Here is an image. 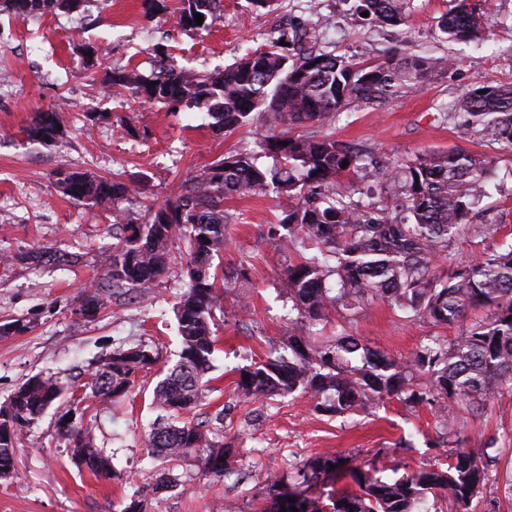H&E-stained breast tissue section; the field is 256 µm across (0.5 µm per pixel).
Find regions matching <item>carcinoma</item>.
<instances>
[{"mask_svg":"<svg viewBox=\"0 0 512 512\" xmlns=\"http://www.w3.org/2000/svg\"><path fill=\"white\" fill-rule=\"evenodd\" d=\"M75 0H0V11L17 18L53 13ZM442 17L441 31L452 42L480 37L486 14L476 0H454ZM407 0H359L356 11L367 20L398 25L405 20ZM221 0H182L178 25L198 28L195 15L209 28L219 16ZM315 35L301 27L277 30L268 48L257 49L233 65L211 73L176 68L160 60L151 77L135 70L112 73L110 86L133 98L153 103L186 101L204 107L218 132L265 121L261 147L280 166L266 170L247 153L228 152L185 180L175 201L150 211L142 224L112 225V254L107 276L112 283L139 292L150 290L176 261L185 276L176 306L181 351L153 391L152 404L162 411L189 413L211 391V356L215 336L213 313L224 288V268L213 263L226 248L224 199L265 194L274 187L288 198L279 227L269 230L274 243L286 247L314 245L319 255L290 263L282 287L297 316L292 325L327 322L338 307L354 316L360 305L386 302L413 322L433 326L457 324L459 335L449 342L430 336L406 361L386 355L349 333L310 343L288 337V354L239 370L238 392L246 399L301 391L317 399L315 410L344 415L367 410L386 398L407 404L427 403L442 424L456 411L476 414L503 389H512V244L485 250L468 264L453 267L450 247L473 232L493 231L470 224L494 159L448 151L417 155L402 168L381 167L377 176L387 198L354 199L361 193L349 183L327 195L326 184L346 172H357L356 157L329 134L316 131L297 137L292 128L318 124L351 107L381 106L399 100L448 66L445 57L401 52L384 62L337 56L316 47ZM287 45H280V41ZM467 116L473 134L512 144V84H477L453 105ZM60 135L58 115L39 113L28 136L51 144ZM73 200L107 208L131 192L116 179L89 172H69L60 179ZM285 233H280V230ZM184 237L186 253L175 256L172 240ZM448 262V267L438 268ZM488 310L486 318L467 321L469 311ZM156 357L141 347L118 349L89 374L93 394L105 405L126 395L138 373ZM250 380H245V377ZM63 393L58 381L33 376L19 385L0 416L13 414L20 427L38 419ZM62 434L78 448L81 463L96 476L111 471L110 457L92 446L87 435L60 419ZM16 431L0 419V473L15 471ZM144 443L157 456L178 459L201 453L208 473L231 471V444L224 435L189 420L155 426ZM455 449L445 468L420 466L393 480L370 473L358 478L359 490L325 505L309 495L318 482L342 468L332 455L311 457L288 475L267 486V512H417L431 496L451 501L469 512L488 479L485 457ZM295 503H290V500Z\"/></svg>","mask_w":512,"mask_h":512,"instance_id":"cac0c4a2","label":"carcinoma"}]
</instances>
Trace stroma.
<instances>
[{"label": "stroma", "mask_w": 512, "mask_h": 512, "mask_svg": "<svg viewBox=\"0 0 512 512\" xmlns=\"http://www.w3.org/2000/svg\"><path fill=\"white\" fill-rule=\"evenodd\" d=\"M481 3L488 30L476 46L448 42L440 31L451 0H410L398 26L364 21L356 0H276L272 12L249 0H223L220 18L206 31L178 26L179 0L152 6L146 0H80L77 8L25 19L0 13V325L19 320L27 326L20 334L0 335V405L38 374L55 376L68 388L82 385L120 348L142 346L157 358L123 401L73 420L111 455V476H94L76 463L72 444L58 429L68 409L60 400L25 428L15 471L0 480V512H122L136 490L148 512H224L228 503L236 512H263L266 485L286 475L289 465L318 455L349 459L348 471L314 489L324 499L354 489L353 468L392 480L428 463H447L455 448L480 452L493 437L499 447L512 449V390L497 393L481 414L461 412L448 432L428 405L410 407L394 397L368 413L330 417L316 412L301 392L255 402L237 394L239 368L281 352L291 328L284 270L298 256L313 254L268 240L269 225L281 222L286 206L271 191L224 201V272L234 277L244 266L250 277L237 280L214 313L215 389L200 411L210 419L223 415L224 432L240 450L238 462L219 478L204 474L193 455L173 463L149 456L143 439L157 416L153 388L180 351V271L170 269L148 294L107 296L94 318L79 315L83 287L106 277L114 218L111 211L72 200L58 182L60 173L88 171L130 183L134 191L117 210L140 224L150 207L175 201L192 173L226 152H248L258 166L273 167L260 147L262 124L218 134L204 108L153 104L107 89L106 82L120 69L150 76L161 59L210 72L261 48L274 28L306 24L336 55L383 61L409 46L447 57V71L424 87L383 107L348 109L322 130L383 166L451 148L494 158L472 221L498 230L453 244L456 264H467L478 252L512 243V150L473 136L453 109L475 83L512 82V0ZM54 110L62 138L49 145L29 138L36 116ZM46 247L70 255L71 263L27 260V253ZM352 332L405 359L427 337L454 339L459 327L412 322L397 308L372 301L359 309ZM165 471L175 485L156 490L154 477Z\"/></svg>", "instance_id": "stroma-1"}]
</instances>
